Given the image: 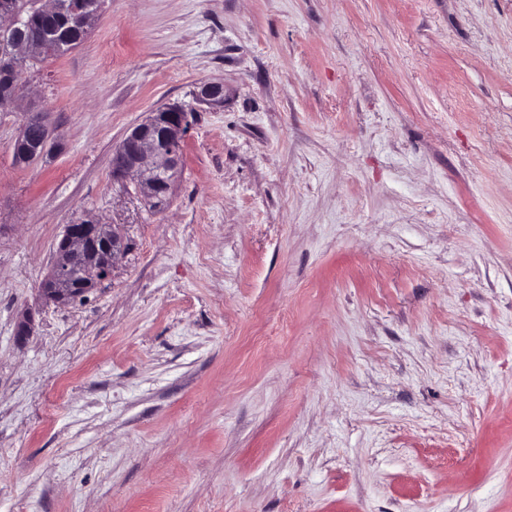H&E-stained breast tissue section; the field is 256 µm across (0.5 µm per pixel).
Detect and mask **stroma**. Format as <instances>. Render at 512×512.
Segmentation results:
<instances>
[{"label":"stroma","instance_id":"stroma-1","mask_svg":"<svg viewBox=\"0 0 512 512\" xmlns=\"http://www.w3.org/2000/svg\"><path fill=\"white\" fill-rule=\"evenodd\" d=\"M23 81L63 150L0 112V512H512V0H104ZM168 104L154 212L112 153ZM85 214L132 248L42 303ZM198 103L210 107H221L224 105V84L220 82H207L198 87L195 93ZM36 125L41 130V136L34 138L31 127ZM49 141V130L43 113L28 114L14 143L13 157L17 164L29 163L32 159L45 152Z\"/></svg>","mask_w":512,"mask_h":512}]
</instances>
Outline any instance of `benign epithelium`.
<instances>
[{
  "mask_svg": "<svg viewBox=\"0 0 512 512\" xmlns=\"http://www.w3.org/2000/svg\"><path fill=\"white\" fill-rule=\"evenodd\" d=\"M39 12L45 16L63 15L73 27L90 31L98 10L89 0L67 6L62 0H35ZM16 13L0 11V104L12 107L21 90L18 63L43 54L52 31L39 38H19ZM195 99L211 107L224 105V84L207 82L198 87ZM190 113L179 104L160 108L137 124L122 140L112 156V180L120 183L153 211H159L172 199L182 171V149L189 127ZM49 141L48 124L41 113L28 114L14 143L13 157L17 164L30 162L45 152ZM112 253L104 266L93 259L100 251ZM128 251L126 237L117 224H103L91 216H84L64 227L56 250V259L40 285V293L47 302L65 304L78 298V287L92 286L112 276L114 269Z\"/></svg>",
  "mask_w": 512,
  "mask_h": 512,
  "instance_id": "7a95c632",
  "label": "benign epithelium"
}]
</instances>
